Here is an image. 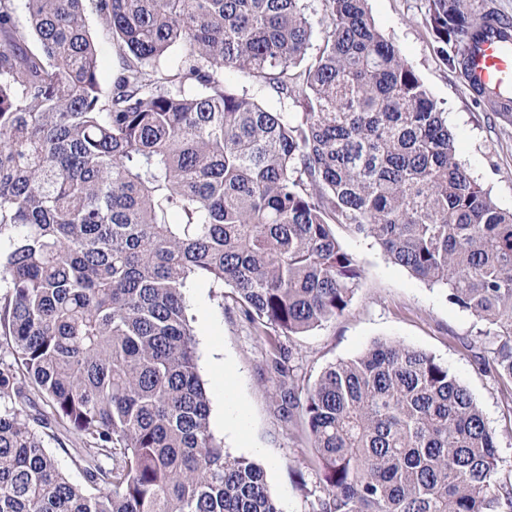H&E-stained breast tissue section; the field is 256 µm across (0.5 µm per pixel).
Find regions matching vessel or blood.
<instances>
[{
	"label": "vessel or blood",
	"mask_w": 512,
	"mask_h": 512,
	"mask_svg": "<svg viewBox=\"0 0 512 512\" xmlns=\"http://www.w3.org/2000/svg\"><path fill=\"white\" fill-rule=\"evenodd\" d=\"M467 80L490 95L512 98V40L492 37L479 45H465Z\"/></svg>",
	"instance_id": "obj_1"
}]
</instances>
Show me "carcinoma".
Here are the masks:
<instances>
[{"label":"carcinoma","instance_id":"obj_1","mask_svg":"<svg viewBox=\"0 0 512 512\" xmlns=\"http://www.w3.org/2000/svg\"><path fill=\"white\" fill-rule=\"evenodd\" d=\"M24 2L26 27L0 0V512H278L263 470L211 430L185 304L198 279L267 337L279 411L323 472L313 512H512L495 435L435 357L376 342L301 397L281 343L348 307L361 269L342 228L494 326L512 397V211L458 164L367 0H323L313 55L307 0ZM88 3L121 59L106 94ZM491 17L426 0L463 72L460 45ZM17 367L48 407L40 429ZM53 421L81 436L84 487L45 445ZM230 85L238 93L246 94L264 107L284 109L283 103L280 104L277 97L266 88L254 84L247 76L242 74L231 76Z\"/></svg>","mask_w":512,"mask_h":512}]
</instances>
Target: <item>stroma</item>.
<instances>
[{"label": "stroma", "instance_id": "1", "mask_svg": "<svg viewBox=\"0 0 512 512\" xmlns=\"http://www.w3.org/2000/svg\"><path fill=\"white\" fill-rule=\"evenodd\" d=\"M376 26L446 112L458 161L503 210H512V123L495 117L443 61L424 22L425 0H368ZM86 26L100 60L99 81L109 91L120 56L94 10ZM363 272L346 311L336 320L284 339L299 389L313 385L330 364L355 357L377 341H397L447 365L468 389L495 434L499 479L512 484V398L492 370L467 350L483 322L450 303L445 291L389 262L369 238L339 236ZM229 288L200 281L186 301L199 375L210 399V423L231 456L258 465L279 512H312L322 495L316 450L300 420L283 419L270 391L264 341L239 314Z\"/></svg>", "mask_w": 512, "mask_h": 512}]
</instances>
